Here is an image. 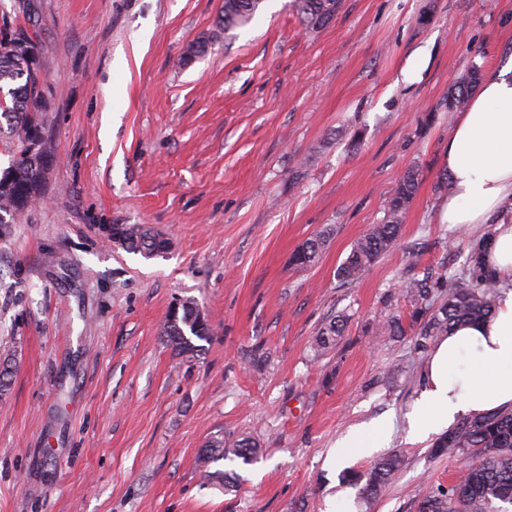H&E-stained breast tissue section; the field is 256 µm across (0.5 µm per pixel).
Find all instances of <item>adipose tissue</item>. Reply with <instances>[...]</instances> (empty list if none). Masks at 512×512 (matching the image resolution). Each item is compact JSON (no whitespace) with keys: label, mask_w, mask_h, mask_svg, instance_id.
<instances>
[{"label":"adipose tissue","mask_w":512,"mask_h":512,"mask_svg":"<svg viewBox=\"0 0 512 512\" xmlns=\"http://www.w3.org/2000/svg\"><path fill=\"white\" fill-rule=\"evenodd\" d=\"M445 169L450 188L444 224L484 223L512 197V73L489 70L478 93L458 113L448 135ZM512 408V292L489 321L441 338L426 366V389L410 416L415 439L440 434L462 414ZM388 428L375 421L351 428L330 459L370 453Z\"/></svg>","instance_id":"1"}]
</instances>
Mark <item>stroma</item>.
<instances>
[{
	"mask_svg": "<svg viewBox=\"0 0 512 512\" xmlns=\"http://www.w3.org/2000/svg\"><path fill=\"white\" fill-rule=\"evenodd\" d=\"M17 2L0 0V24L38 44L54 161L0 238V512H326L331 497L419 512L422 488L454 483L462 456L409 435L429 350L375 330L410 321L402 282L463 268L439 221L445 103L471 65L512 64V0H342L323 26L262 0L230 31L224 0ZM408 169L395 248L341 283ZM105 224L170 248L126 252ZM325 230L318 261L295 265ZM187 298L211 329L192 359L162 336ZM337 315L343 336L316 351ZM384 419L402 470L377 498L342 497L329 452ZM215 436L261 448L235 487L200 472Z\"/></svg>",
	"mask_w": 512,
	"mask_h": 512,
	"instance_id": "stroma-1",
	"label": "stroma"
}]
</instances>
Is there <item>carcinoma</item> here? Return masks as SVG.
<instances>
[{
	"mask_svg": "<svg viewBox=\"0 0 512 512\" xmlns=\"http://www.w3.org/2000/svg\"><path fill=\"white\" fill-rule=\"evenodd\" d=\"M260 0H224L221 21L228 30L246 24L259 8ZM299 14L311 25L329 23L341 8V0H295ZM24 40L22 51H15L12 39H0V134L7 133L6 146L10 165L0 172V236L10 233V224L21 218L25 210L41 194L45 180V162L31 152L30 143L44 132L41 116L50 108L44 87L31 76L30 68L39 64L36 40L24 30L16 33ZM481 70L472 66L448 92L446 107L454 112L463 107L469 92L480 80ZM417 171L408 169L397 179V187L389 201L388 212L381 224H375L355 242L337 269L338 279L351 284L357 281L376 260L391 250L399 237L403 218L415 196ZM123 250L152 257L151 251L164 243L157 235L138 224L124 229ZM327 235L320 233L299 248L298 266H309L322 251ZM493 241L491 233L480 237L462 236L469 249L467 265L460 273H430L405 282L402 294L415 304L413 320L418 345L433 336H447L456 328L491 319L498 305L499 279L488 270L483 257ZM443 296L441 307L427 314L435 293ZM200 305L185 300L180 309L169 313L163 328L166 341L180 355L194 356L200 351L198 342L208 340L210 329L195 311ZM345 318L337 316L318 332L315 345L328 349L343 336ZM456 454L465 457L460 478L448 489L425 490L422 512H512V411L486 412L462 419L434 443V454ZM257 457V448L242 440L228 448L224 438L213 437L198 455V465L205 476L213 479L211 464L220 460L242 461L247 465ZM402 465L397 452L382 456L364 473L354 474L351 481L365 499L386 490Z\"/></svg>",
	"mask_w": 512,
	"mask_h": 512,
	"instance_id": "1",
	"label": "carcinoma"
}]
</instances>
